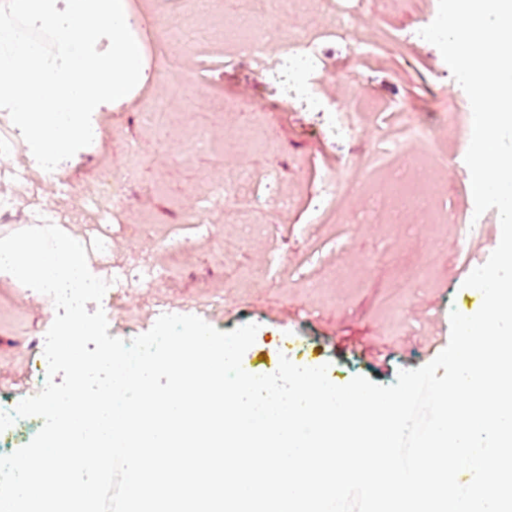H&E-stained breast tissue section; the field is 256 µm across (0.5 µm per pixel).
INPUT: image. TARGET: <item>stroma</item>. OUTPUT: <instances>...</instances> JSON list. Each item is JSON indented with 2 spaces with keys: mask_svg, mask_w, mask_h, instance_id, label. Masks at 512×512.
Wrapping results in <instances>:
<instances>
[{
  "mask_svg": "<svg viewBox=\"0 0 512 512\" xmlns=\"http://www.w3.org/2000/svg\"><path fill=\"white\" fill-rule=\"evenodd\" d=\"M131 4L150 80L136 94V106L100 114L97 141L63 161L57 176L38 178L43 203L73 216L66 233L80 240L87 225L100 223V212L87 206L91 194H118L123 205L111 225L113 261L133 264L149 250L164 265L183 253L166 295L184 306L220 296L219 307L198 315L223 332L258 324L243 357L256 374L275 372L285 356L301 366L328 365L329 379L339 385L357 375L390 385L399 370L432 361L430 339L435 330L449 332L451 310L480 309L481 293L463 282L501 237L493 209L483 213L485 228L468 248H460L456 236L474 208L463 151L472 112L440 51L419 35L434 20L438 0H411L407 10L382 19L378 0H360L352 40L324 45L329 70L314 87L318 111L289 99L269 68L224 42L220 17L268 16L265 0H219L213 9L198 0ZM377 18L398 51L373 43L369 28ZM183 73L195 77L187 97L176 87ZM242 87L248 99H239ZM450 94L462 107L451 117L438 110ZM353 97L370 109L346 141H336L323 113ZM160 101L163 113L149 125L144 114ZM412 122L447 130L442 142L454 172L438 192L437 224H390L371 204L379 185H398L430 158L432 138L402 141ZM378 140L389 150L403 147L386 170L370 160ZM233 161L251 178L240 190L224 184V165ZM336 171L365 185V192L334 196L314 211L319 181ZM61 181L68 186L63 193ZM196 209L201 223H187L186 212ZM429 253L433 267L422 282L407 285L404 266ZM103 310L109 335L126 340L156 321L136 289ZM49 314L20 282L0 280V384L17 398L28 397L20 383L34 369L26 342Z\"/></svg>",
  "mask_w": 512,
  "mask_h": 512,
  "instance_id": "35a3bbf8",
  "label": "stroma"
}]
</instances>
